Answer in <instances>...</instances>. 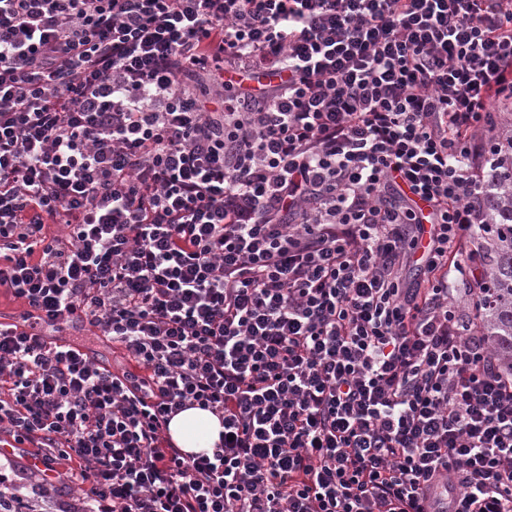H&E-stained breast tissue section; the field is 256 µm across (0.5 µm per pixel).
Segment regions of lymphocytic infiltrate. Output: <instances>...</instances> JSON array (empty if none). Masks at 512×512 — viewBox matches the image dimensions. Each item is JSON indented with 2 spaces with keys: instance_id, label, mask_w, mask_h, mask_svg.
<instances>
[{
  "instance_id": "1",
  "label": "lymphocytic infiltrate",
  "mask_w": 512,
  "mask_h": 512,
  "mask_svg": "<svg viewBox=\"0 0 512 512\" xmlns=\"http://www.w3.org/2000/svg\"><path fill=\"white\" fill-rule=\"evenodd\" d=\"M496 104L512 0H0V425L77 512H512ZM190 406L211 454L167 437ZM498 125L499 155L483 188L486 224L474 232L475 260L489 275L493 300L480 312L484 336L503 367L512 371V122ZM28 309L19 299H15L5 288H0V322H14ZM64 339L77 347L84 346L85 352L89 356L112 371H135V363L126 355L125 351L112 347V341L104 336L96 335L89 327H77ZM222 431L224 426L215 414L192 406L171 418L167 435L185 454H211Z\"/></svg>"
}]
</instances>
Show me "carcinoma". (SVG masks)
Returning a JSON list of instances; mask_svg holds the SVG:
<instances>
[{
    "label": "carcinoma",
    "mask_w": 512,
    "mask_h": 512,
    "mask_svg": "<svg viewBox=\"0 0 512 512\" xmlns=\"http://www.w3.org/2000/svg\"><path fill=\"white\" fill-rule=\"evenodd\" d=\"M498 143L501 152L488 167L483 188L486 223L476 227L473 246L493 291L480 312L481 329L512 371V122L499 123Z\"/></svg>",
    "instance_id": "carcinoma-1"
}]
</instances>
